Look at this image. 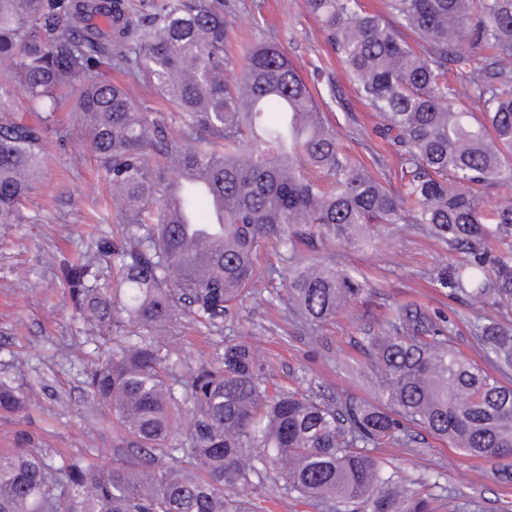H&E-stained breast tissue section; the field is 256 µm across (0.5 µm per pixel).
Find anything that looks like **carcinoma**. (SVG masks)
Instances as JSON below:
<instances>
[{
  "instance_id": "1",
  "label": "carcinoma",
  "mask_w": 512,
  "mask_h": 512,
  "mask_svg": "<svg viewBox=\"0 0 512 512\" xmlns=\"http://www.w3.org/2000/svg\"><path fill=\"white\" fill-rule=\"evenodd\" d=\"M234 7L0 0V76L26 94L0 97V224L20 223L50 136L74 134L56 121L72 93L122 226L93 241L114 258L110 278L87 260L47 259L75 313L122 335L84 380L112 418V463L55 462L22 438L0 453V512H265L269 482L321 512H432L367 449L410 447L417 428L467 455H512V326L493 318L475 333L491 374L452 345L455 322L389 305L380 331L350 337L380 373L378 404L271 387V365L245 340L195 367L178 349L182 322L221 332L257 297L286 300L310 325L331 321L372 284L318 254L369 242L379 226L440 241L455 256L442 286L512 311V202L479 194L512 181V0H388L392 23L361 0H306L382 118L376 136L395 146L391 166L372 153L376 174L275 42L253 45L241 80H224ZM113 70L155 88L170 112L143 107ZM462 93L480 115L458 106ZM27 401L0 382V411Z\"/></svg>"
}]
</instances>
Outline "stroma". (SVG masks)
Segmentation results:
<instances>
[{
    "label": "stroma",
    "mask_w": 512,
    "mask_h": 512,
    "mask_svg": "<svg viewBox=\"0 0 512 512\" xmlns=\"http://www.w3.org/2000/svg\"><path fill=\"white\" fill-rule=\"evenodd\" d=\"M229 51L241 60L251 45L271 40L284 47L298 71L319 96L323 110L348 152L369 161L380 141L373 129L378 115L356 95L344 67L305 0H239ZM112 192L80 137L50 145L41 172L25 200L21 224L0 225V380L33 393L23 415L0 412V453L14 448L17 437L31 435L34 448L47 458L67 456L112 461L111 418L87 396V365L98 354L89 326L73 311L68 290L43 257L92 256V241L117 235L116 224H99ZM325 261L367 275L373 283L361 306L370 319L381 318L389 304L416 300L445 314H459L455 346L479 366H486L474 336V322L491 315L489 306L453 297L435 276L448 265V252L414 229L385 244L345 245L324 253ZM351 312L311 330L280 317L270 305L247 301L238 319L223 333L188 326L181 352L190 365L209 361L229 339L245 335L261 360L274 367L278 380L314 385L325 394L372 402L377 372L349 371V337L358 335ZM414 493L421 479L436 483L448 505L440 512H512V485H501L495 469L504 459L462 454L448 444L424 437L413 448H379Z\"/></svg>",
    "instance_id": "stroma-1"
}]
</instances>
